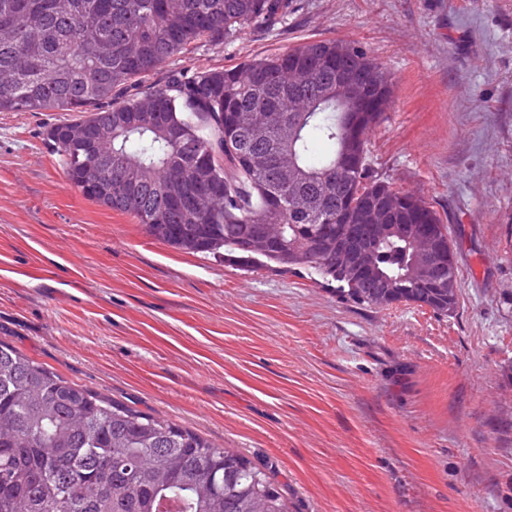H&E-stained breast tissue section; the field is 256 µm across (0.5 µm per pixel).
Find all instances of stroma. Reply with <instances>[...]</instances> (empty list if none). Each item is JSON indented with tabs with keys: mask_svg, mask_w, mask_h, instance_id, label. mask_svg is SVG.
Segmentation results:
<instances>
[{
	"mask_svg": "<svg viewBox=\"0 0 512 512\" xmlns=\"http://www.w3.org/2000/svg\"><path fill=\"white\" fill-rule=\"evenodd\" d=\"M322 39L392 79L371 169L447 225L453 312L171 247L70 184L61 112H0V341L270 468L290 512H512V0H297L174 62Z\"/></svg>",
	"mask_w": 512,
	"mask_h": 512,
	"instance_id": "stroma-1",
	"label": "stroma"
}]
</instances>
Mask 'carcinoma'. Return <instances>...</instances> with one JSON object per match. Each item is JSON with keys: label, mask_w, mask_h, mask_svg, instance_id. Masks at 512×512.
<instances>
[{"label": "carcinoma", "mask_w": 512, "mask_h": 512, "mask_svg": "<svg viewBox=\"0 0 512 512\" xmlns=\"http://www.w3.org/2000/svg\"><path fill=\"white\" fill-rule=\"evenodd\" d=\"M294 0H0V112H79L46 132L86 198L157 240L304 269L347 300L454 310L422 239L455 252L421 197L374 175L368 134L393 83L359 46L303 42L224 68L175 55L275 28ZM342 71L384 89L350 140L321 102ZM318 142L329 144L324 154ZM288 512L271 471L172 421L67 381L0 342V512Z\"/></svg>", "instance_id": "carcinoma-1"}]
</instances>
